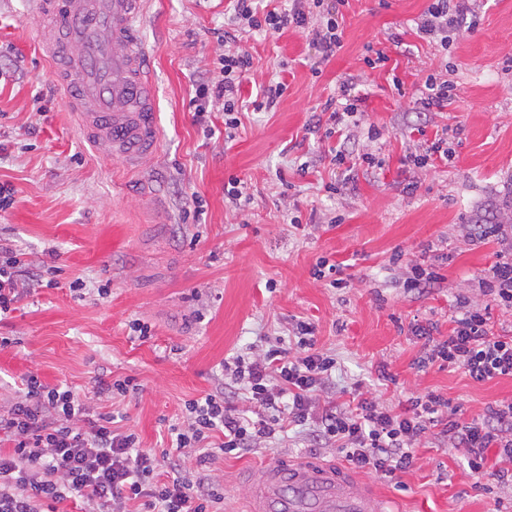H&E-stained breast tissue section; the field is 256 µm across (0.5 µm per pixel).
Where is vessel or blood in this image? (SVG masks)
Segmentation results:
<instances>
[{
    "label": "vessel or blood",
    "instance_id": "vessel-or-blood-1",
    "mask_svg": "<svg viewBox=\"0 0 512 512\" xmlns=\"http://www.w3.org/2000/svg\"><path fill=\"white\" fill-rule=\"evenodd\" d=\"M143 0H33L42 43L83 138L130 164L156 154L155 90L137 39ZM248 512H383L346 468L318 463L262 467L242 479Z\"/></svg>",
    "mask_w": 512,
    "mask_h": 512
}]
</instances>
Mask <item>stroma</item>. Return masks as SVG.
Here are the masks:
<instances>
[{"label":"stroma","mask_w":512,"mask_h":512,"mask_svg":"<svg viewBox=\"0 0 512 512\" xmlns=\"http://www.w3.org/2000/svg\"><path fill=\"white\" fill-rule=\"evenodd\" d=\"M426 6L347 0L342 46L326 60L303 29L243 36L253 66L228 142L223 112L197 121L190 100L213 75L211 30L232 13L231 0H146L139 38L152 64L160 153L132 169L83 140L41 48L43 22L31 0H0V185L17 198L0 215V236L55 268L0 322V336L18 340L0 350V395L35 372L118 414L142 447L167 449L185 401L214 389L225 358L309 319L318 348L337 361L341 401L359 387L395 408L434 391L469 420L512 397V378L477 383L460 369L422 372L416 364L423 342L412 325L433 323L447 335L458 295L470 294L498 249L471 245L468 225L497 222L512 207V0H478L476 25L446 51L416 35ZM371 48L388 55L384 67H367ZM432 73L457 88L441 112L420 111L413 97ZM347 80L362 115L326 136L325 103ZM271 81L286 91L267 109L261 89ZM372 124L379 139L367 135ZM439 137L452 161L415 167L411 155ZM338 150L373 154L382 165L337 167ZM233 177L248 194L237 205L224 197ZM330 183L347 193L327 192ZM323 258L342 265L346 287L313 277ZM412 261L439 266L444 282L425 296L405 292ZM78 277L87 285L80 299L69 288ZM104 283L111 294L102 299ZM136 318L152 340L129 335ZM386 373L393 383H384ZM102 376L133 377L137 388L98 399ZM302 459L344 462L336 449L311 448L298 429L278 447L212 461L220 512H247L243 472ZM358 477L377 488L386 512H495L498 500L512 499L510 488L476 487L462 449L431 437L401 483Z\"/></svg>","instance_id":"stroma-1"}]
</instances>
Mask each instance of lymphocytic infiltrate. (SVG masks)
<instances>
[{
    "instance_id": "lymphocytic-infiltrate-1",
    "label": "lymphocytic infiltrate",
    "mask_w": 512,
    "mask_h": 512,
    "mask_svg": "<svg viewBox=\"0 0 512 512\" xmlns=\"http://www.w3.org/2000/svg\"><path fill=\"white\" fill-rule=\"evenodd\" d=\"M345 0H296L288 11L260 15L250 0H235L231 29L216 30L222 53L214 80L196 88L195 111L224 112V135L234 139L238 91L251 56L240 47L241 34L282 33L308 28L323 57L341 46L339 7ZM477 13L471 0H430L417 33L427 42L447 46L450 35ZM482 295L512 308V251L501 248L476 279ZM22 249L0 238V317L12 312L24 292L41 287ZM447 335L434 336L429 325H413L424 341L419 368L432 365L463 369L473 381L512 378V334H496L488 311L457 298ZM336 360L317 346L312 323L297 322L289 338L267 341L262 353L250 351L224 361L231 386L244 390L255 416L240 410L233 395L216 386L205 397L185 403V420L174 427L177 451L197 452V470L184 476L169 451L144 449L136 432L117 431L112 413H102L72 389L29 373L0 404V512H60L65 502H81L82 512H214L221 496L209 465L219 455L240 457L257 444L273 446L290 429L309 426L317 447H333L356 469L389 478L413 465L416 447L426 436L465 449L472 473H482L488 450L500 466L497 485L512 486V399L500 400L481 417L460 421L458 410L435 392L412 396L401 410L380 406L363 396L339 404L331 397Z\"/></svg>"
}]
</instances>
